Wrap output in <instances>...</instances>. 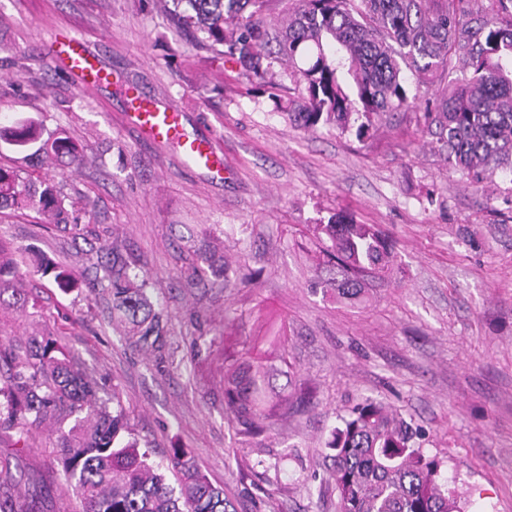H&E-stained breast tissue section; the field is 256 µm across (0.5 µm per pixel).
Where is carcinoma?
<instances>
[{
  "label": "carcinoma",
  "mask_w": 512,
  "mask_h": 512,
  "mask_svg": "<svg viewBox=\"0 0 512 512\" xmlns=\"http://www.w3.org/2000/svg\"><path fill=\"white\" fill-rule=\"evenodd\" d=\"M176 24L197 42L237 64L262 83L272 79L273 64L288 66V78L302 87L290 112L304 128L319 122L361 134L373 121L410 107L407 75L430 88L441 87L428 133L447 152L449 169L479 183L486 172H512V0H497L502 18L478 17L476 0H296L294 12L271 32L263 11L267 0H170ZM15 151L35 149L58 167H78L81 144L33 118L0 129V144ZM33 211L47 223L77 227L91 218L95 203L75 201L46 176L27 179L0 164V210ZM331 242L341 278L336 298L354 300L360 279L387 270L391 250L371 224L338 216L321 225ZM24 261L0 237V309H24ZM103 276L94 286L112 295L132 344L161 351L167 329L161 310L136 283L114 248L98 263ZM33 272L53 276L69 290L77 277L37 256ZM12 292V300L3 294ZM270 344L267 356L230 342L224 352V412L237 434L255 439L288 415L301 397L270 386L291 364L285 339L266 328L258 337ZM72 427L58 429L61 460L85 512H230L224 490L213 485L187 453L168 467L177 486L166 483L160 467L148 461L128 431L122 413L110 414L93 382L76 369L54 334L33 336L24 344L0 346V435L16 432L12 447L22 452L24 430L51 419ZM332 476L338 512H459L442 463L423 452L417 430L385 402L366 398L341 417L332 432ZM18 480L9 459L0 462V512H42L37 503L15 494Z\"/></svg>",
  "instance_id": "carcinoma-1"
}]
</instances>
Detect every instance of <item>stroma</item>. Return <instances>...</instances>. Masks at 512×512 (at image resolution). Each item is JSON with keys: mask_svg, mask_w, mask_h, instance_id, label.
I'll return each mask as SVG.
<instances>
[{"mask_svg": "<svg viewBox=\"0 0 512 512\" xmlns=\"http://www.w3.org/2000/svg\"><path fill=\"white\" fill-rule=\"evenodd\" d=\"M78 36L114 79L163 98L211 142L221 173L184 165L171 146L122 119L111 87L82 91L47 46ZM249 82L200 48L164 0H0V124L27 118L86 148L57 175L94 217L77 228L33 212L0 213V237L82 274L68 291L31 275L36 314L0 312V341L58 336L123 412L150 460L185 451L237 512H337L327 444L340 415L364 399L392 405L422 448L454 476L461 512H512V177L471 185L433 149L426 104L389 112L365 135L289 107L300 90ZM346 215L392 248L365 298L337 300L319 225ZM116 245L130 275L147 276L168 327L162 352L135 347L108 292L88 287L101 247ZM286 336L292 391L306 402L245 441L224 413L225 336L256 332V313ZM55 426L32 428L20 490L53 512H83L66 480Z\"/></svg>", "mask_w": 512, "mask_h": 512, "instance_id": "35a3bbf8", "label": "stroma"}]
</instances>
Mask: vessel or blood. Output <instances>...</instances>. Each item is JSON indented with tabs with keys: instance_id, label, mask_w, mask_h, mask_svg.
Here are the masks:
<instances>
[{
	"instance_id": "b4317fda",
	"label": "vessel or blood",
	"mask_w": 512,
	"mask_h": 512,
	"mask_svg": "<svg viewBox=\"0 0 512 512\" xmlns=\"http://www.w3.org/2000/svg\"><path fill=\"white\" fill-rule=\"evenodd\" d=\"M53 57L75 77L85 92L91 93L104 85H114L126 110L123 119L147 139L177 146L185 164L203 169L220 166L206 140L188 133L183 116L162 101L144 95L136 86L113 82L112 73L99 58L88 51L83 42L71 34L56 35L51 43Z\"/></svg>"
}]
</instances>
